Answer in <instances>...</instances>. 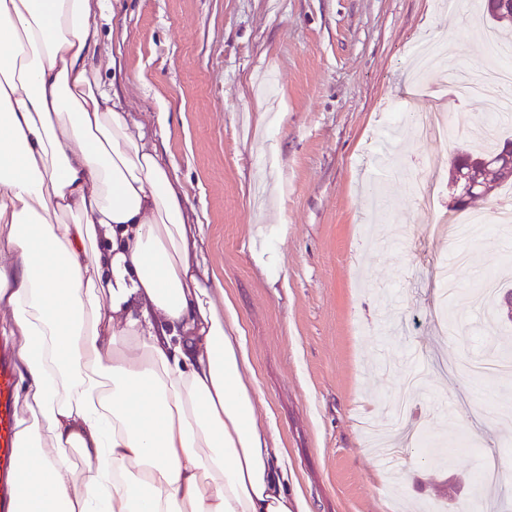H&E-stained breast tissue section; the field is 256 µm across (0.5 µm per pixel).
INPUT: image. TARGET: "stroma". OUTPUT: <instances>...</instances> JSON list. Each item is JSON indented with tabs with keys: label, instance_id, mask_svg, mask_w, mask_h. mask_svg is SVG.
<instances>
[{
	"label": "stroma",
	"instance_id": "obj_1",
	"mask_svg": "<svg viewBox=\"0 0 512 512\" xmlns=\"http://www.w3.org/2000/svg\"><path fill=\"white\" fill-rule=\"evenodd\" d=\"M104 0L94 62L202 225L205 267L235 306L271 423L311 512H512V376L464 371L512 326L469 292L479 273L512 284V234L470 244L475 272L440 306L452 256L442 219L457 152L485 139V106L436 95L416 44L484 72L479 0ZM445 108L461 131L435 142L393 107ZM435 158L431 211L411 189ZM497 454L502 480L482 490ZM411 480H404L406 467Z\"/></svg>",
	"mask_w": 512,
	"mask_h": 512
}]
</instances>
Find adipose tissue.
Here are the masks:
<instances>
[{
  "mask_svg": "<svg viewBox=\"0 0 512 512\" xmlns=\"http://www.w3.org/2000/svg\"><path fill=\"white\" fill-rule=\"evenodd\" d=\"M101 7L0 0L13 512H310L257 421L237 311L202 277V227L93 74Z\"/></svg>",
  "mask_w": 512,
  "mask_h": 512,
  "instance_id": "1",
  "label": "adipose tissue"
}]
</instances>
